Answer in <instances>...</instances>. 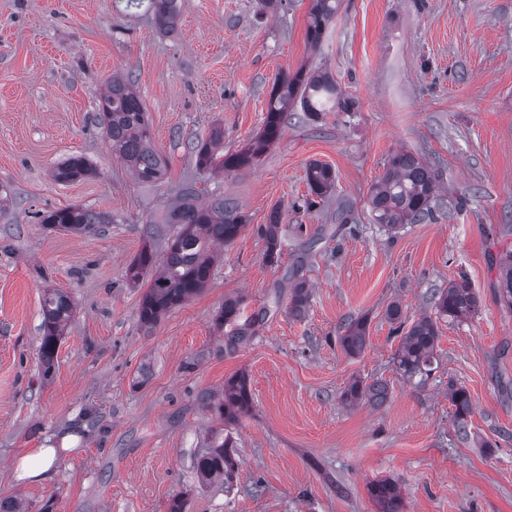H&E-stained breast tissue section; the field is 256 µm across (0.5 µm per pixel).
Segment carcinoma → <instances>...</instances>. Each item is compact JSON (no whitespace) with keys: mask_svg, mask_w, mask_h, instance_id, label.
I'll return each mask as SVG.
<instances>
[{"mask_svg":"<svg viewBox=\"0 0 512 512\" xmlns=\"http://www.w3.org/2000/svg\"><path fill=\"white\" fill-rule=\"evenodd\" d=\"M341 7V0H313L307 24L306 37L315 46L323 39L328 24ZM158 28L172 34L177 27L178 0H148ZM299 102L303 112L313 118L323 112L338 109L348 111L354 102L341 96L336 82L325 74H311L303 70L284 76L274 83L262 130L241 150L230 154L218 151L224 139V130L213 129L208 138L195 146L196 164L203 170L226 172L257 161L282 136L284 112L294 102ZM100 112L106 139L112 152L119 155L139 182L154 184L163 178L165 164L158 154L151 133L149 118L143 100L133 82L123 78L110 79L101 95ZM97 174L96 168L82 155L69 157L59 165L53 177L59 182H73ZM311 192L324 196L333 184L329 167L314 162L308 168ZM435 173L411 152L394 154L384 175L372 185L368 200L374 221L390 229L403 224H414L431 213V203L436 194ZM192 185L182 189V202L172 209L166 223L179 225V230L166 247L162 265H157V255L152 245L146 244L128 267L126 276L138 284L153 274L152 281L139 307V320L144 325L155 324L171 309L183 304L206 286L211 278L217 244L232 243L245 229V218L221 196L214 197L207 205L195 202ZM40 223L63 228L78 234H97L105 231L112 218L80 206H67L42 213ZM280 214L273 211L269 223L257 227V233L266 242L265 262L275 265L281 259L278 239ZM501 281L499 299L512 309V252L500 260ZM310 297L306 282L292 285L290 309L302 313ZM437 313L448 319L460 320L474 314L478 298L464 278L452 282L443 290L436 302ZM43 336L39 349L44 373H49L58 342L73 317L70 297L58 288L45 290L42 300ZM239 317V300H224L217 315L219 325L232 324ZM248 325L224 337V350L234 351L249 340ZM367 320L360 318L351 323L340 344L349 353H357L366 345ZM437 328L429 317L413 322L401 338L395 357L401 375L410 383L422 386L431 377L437 363L435 345ZM386 387L373 383L365 385L353 381L344 393L345 400L356 403L362 399L377 400L384 397ZM449 398L455 406L457 432L468 438V417L472 412L469 393L453 384L448 386ZM252 406V396L247 377L235 374L224 381V393L212 406L218 423L226 424L246 414ZM223 430L213 431L208 450L196 458V471L202 482L224 480L234 467L228 452L231 440L222 436ZM379 512H401L402 498L397 485L389 480L374 482L369 488Z\"/></svg>","mask_w":512,"mask_h":512,"instance_id":"cac0c4a2","label":"carcinoma"}]
</instances>
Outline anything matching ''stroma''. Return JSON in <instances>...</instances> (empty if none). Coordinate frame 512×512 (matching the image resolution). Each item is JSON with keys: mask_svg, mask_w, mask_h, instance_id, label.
Here are the masks:
<instances>
[{"mask_svg": "<svg viewBox=\"0 0 512 512\" xmlns=\"http://www.w3.org/2000/svg\"><path fill=\"white\" fill-rule=\"evenodd\" d=\"M178 32L125 0H0V499L28 512H378L368 487L389 478L403 512H512V310L496 298L512 251V0H342L318 47L306 40L311 0H179ZM328 72L352 111L318 121L285 114L279 142L251 165L200 170L193 146L213 127L240 150L261 128L276 77ZM132 80L166 163L154 185L113 156L96 115L112 76ZM410 151L438 176L433 217L396 232L376 224L370 185ZM82 155L98 170L71 183L52 173ZM334 184L306 207L307 170ZM198 203L221 195L248 226L215 246L206 288L157 324L138 317L146 283L126 270L145 243L164 252L165 214L184 185ZM80 205L111 216L105 233L44 227L39 210ZM281 212L280 264L265 265L255 228ZM466 277L473 317L437 321L438 368L424 387L398 372L407 322L435 312ZM310 298L289 311L293 281ZM65 291L75 311L51 371L39 355L40 300ZM265 312L253 339L228 352L216 315ZM366 318L356 354L338 338ZM253 404L225 426L235 461L226 483L202 484L195 459L220 397L239 372ZM381 383L384 403L347 404L353 380ZM472 402L457 433L449 383ZM70 436L69 450L61 439ZM57 449L55 473L18 478L26 448Z\"/></svg>", "mask_w": 512, "mask_h": 512, "instance_id": "35a3bbf8", "label": "stroma"}]
</instances>
